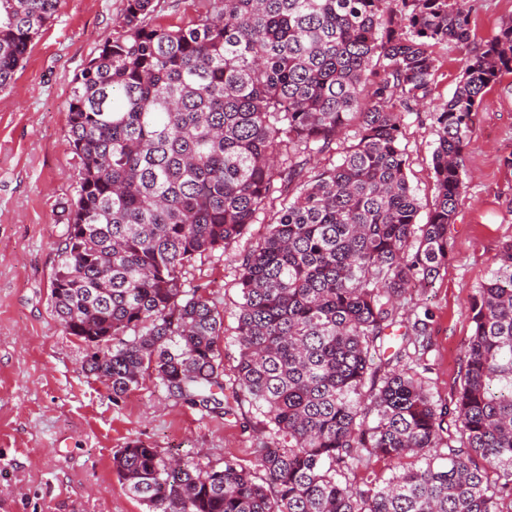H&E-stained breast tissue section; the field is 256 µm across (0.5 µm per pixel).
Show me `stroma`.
I'll list each match as a JSON object with an SVG mask.
<instances>
[{"label":"stroma","instance_id":"stroma-1","mask_svg":"<svg viewBox=\"0 0 512 512\" xmlns=\"http://www.w3.org/2000/svg\"><path fill=\"white\" fill-rule=\"evenodd\" d=\"M125 0H59L11 86L0 91V512H147L113 469L129 442L200 465L227 459L255 467L268 429L236 382L235 312L240 265L267 232L260 215L244 237L196 260L189 285L224 313L221 409L206 412L169 397L154 374L113 400L85 369L88 346L67 333L50 301L80 161L69 144L71 87L90 59L121 33ZM512 19V0H481L471 36L441 45L434 107L453 94L465 61ZM407 175L422 207L433 198L437 139L427 113L406 119ZM512 74L492 85L466 153L465 193L451 226L452 257L432 287L410 289L407 308L428 310L431 347L417 378L439 400L463 383L472 334L468 306L512 239Z\"/></svg>","mask_w":512,"mask_h":512}]
</instances>
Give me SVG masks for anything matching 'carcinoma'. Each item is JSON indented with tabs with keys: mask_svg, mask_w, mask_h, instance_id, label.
<instances>
[{
	"mask_svg": "<svg viewBox=\"0 0 512 512\" xmlns=\"http://www.w3.org/2000/svg\"><path fill=\"white\" fill-rule=\"evenodd\" d=\"M198 3L174 29L151 23L154 0H126L123 34L74 81L80 173L51 304L100 350L87 369L112 400L150 370L207 409L224 389V315L185 287L188 267L279 202L243 259L235 313L237 383L271 441L255 449L261 483L232 460L202 467L134 441L113 458L127 492L148 512H504L485 471L512 484V240L471 300L451 406L411 371L409 348L429 349V312L401 299L448 266L473 117L512 73V21L429 113L435 196L419 224L406 116L432 95L433 48L469 39L470 0ZM57 4L0 0V91ZM330 153L338 161L317 166ZM374 458L413 465L346 479Z\"/></svg>",
	"mask_w": 512,
	"mask_h": 512,
	"instance_id": "obj_1",
	"label": "carcinoma"
}]
</instances>
